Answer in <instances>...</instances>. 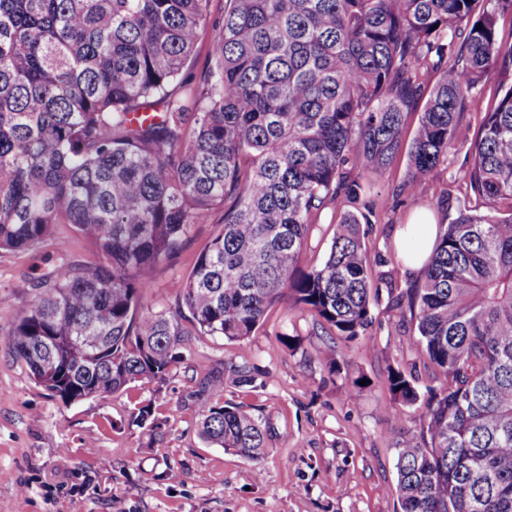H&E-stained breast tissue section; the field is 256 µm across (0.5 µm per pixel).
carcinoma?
Masks as SVG:
<instances>
[{
	"label": "carcinoma",
	"mask_w": 512,
	"mask_h": 512,
	"mask_svg": "<svg viewBox=\"0 0 512 512\" xmlns=\"http://www.w3.org/2000/svg\"><path fill=\"white\" fill-rule=\"evenodd\" d=\"M210 0H0V249L33 250L69 224L99 253L32 279L15 356L64 403L161 381L194 336L253 335L277 302L346 341L371 322L365 175L399 155L421 115L402 190L428 197L457 149L476 85L512 80L497 37L512 0H224L210 63L186 75ZM436 75L425 90L424 74ZM464 179L503 215L455 209L406 297L411 351L438 371L397 448L402 512H512V86L484 113ZM342 200L326 259L299 267L309 227ZM219 233L168 308L143 311L147 272L192 225ZM236 382L261 388L246 365ZM200 434L259 459L270 427L223 402L209 374Z\"/></svg>",
	"instance_id": "1"
}]
</instances>
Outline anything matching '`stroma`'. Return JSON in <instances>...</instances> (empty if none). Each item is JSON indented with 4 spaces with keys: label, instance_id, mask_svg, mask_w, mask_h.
Wrapping results in <instances>:
<instances>
[{
    "label": "stroma",
    "instance_id": "stroma-1",
    "mask_svg": "<svg viewBox=\"0 0 512 512\" xmlns=\"http://www.w3.org/2000/svg\"><path fill=\"white\" fill-rule=\"evenodd\" d=\"M406 175L402 156L370 178L373 216L365 243L380 294L361 339L332 338L307 315L278 303L245 340L195 337L164 381L141 379L120 394L73 404L52 398L33 380L13 354L10 333L34 298L29 280L63 256L94 262L98 255L67 224L54 225L37 249L0 250V512H399L397 443L419 424L409 415L395 420L399 406L387 370L411 373L421 389L435 381L408 347L414 325L389 306L390 293L417 280L404 266L394 232L421 210L431 211L437 224L450 220L434 200L399 196ZM340 213L331 207L318 216L301 268L323 261ZM218 219L214 213L194 225L178 256L155 269L144 308L172 305L171 283L187 276L218 231ZM329 343L343 374H329L317 355ZM242 364L259 373L264 388L228 377L224 399L250 408L275 430L256 461L207 445L198 434L199 379ZM351 376L366 384L349 399ZM144 405L159 428L135 422Z\"/></svg>",
    "mask_w": 512,
    "mask_h": 512
}]
</instances>
